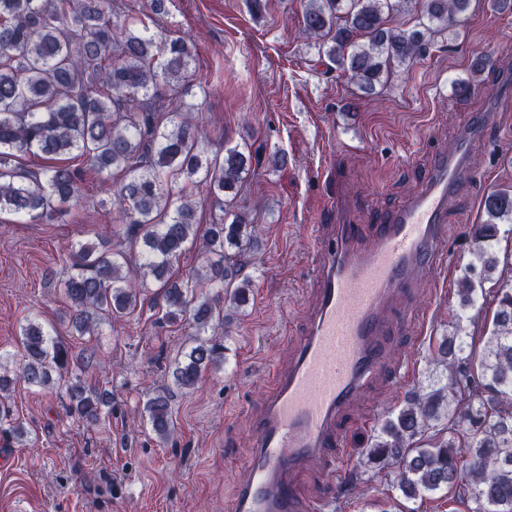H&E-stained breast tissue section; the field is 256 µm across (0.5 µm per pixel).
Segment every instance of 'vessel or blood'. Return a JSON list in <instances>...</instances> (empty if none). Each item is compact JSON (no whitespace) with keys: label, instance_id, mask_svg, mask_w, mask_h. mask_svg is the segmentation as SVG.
I'll use <instances>...</instances> for the list:
<instances>
[{"label":"vessel or blood","instance_id":"b4317fda","mask_svg":"<svg viewBox=\"0 0 512 512\" xmlns=\"http://www.w3.org/2000/svg\"><path fill=\"white\" fill-rule=\"evenodd\" d=\"M488 115L463 126L416 192L374 221L371 242L356 232L350 198L330 200L335 222L317 246V294L311 321L287 368L250 421L254 450L235 512H331L343 411L378 376L387 357L384 339L394 309L406 307L415 277L442 265L448 239V201L471 174L473 147ZM323 466L329 494L309 499L298 481L311 463Z\"/></svg>","mask_w":512,"mask_h":512}]
</instances>
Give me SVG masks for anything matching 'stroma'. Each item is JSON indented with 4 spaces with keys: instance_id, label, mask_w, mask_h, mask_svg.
<instances>
[{
    "instance_id": "1",
    "label": "stroma",
    "mask_w": 512,
    "mask_h": 512,
    "mask_svg": "<svg viewBox=\"0 0 512 512\" xmlns=\"http://www.w3.org/2000/svg\"><path fill=\"white\" fill-rule=\"evenodd\" d=\"M249 0H172L157 27L184 35L196 46L190 70L194 90L182 95L196 107L215 151L247 142L255 160L239 194L251 223L260 225L259 260L251 269L249 301L228 328L226 360L192 388L174 383L175 358L188 348V322H157L152 299L94 335L69 325L60 283L76 272L70 246L106 237L126 249L115 213L71 208L59 222L23 223L0 216V353L10 355L17 382L8 404L27 433L0 429V512H232L254 440L248 420L272 385L274 372L292 357L293 334L309 321L316 297L317 238L334 218L333 186L349 191L362 234L371 210H389L408 199L435 158L477 113L494 121L474 147L473 175L449 207L446 268L422 281L412 304L425 324L392 331L391 361L411 359L414 376L398 385L374 381L348 407L352 420L372 415L373 427L353 426L348 448L336 460L358 481L342 493L335 512H473L474 502L438 492L408 501L397 490L399 469L371 467L367 450L388 413L424 390L441 371L431 355L461 311L457 283L470 260L467 227L484 220L483 200L512 187V111L496 110L493 89L512 72V11L497 0H473L457 36L428 56L397 68L391 81L367 96L298 38L301 0H265L260 18ZM490 56L494 70L472 75L471 65ZM474 88L455 91L460 81ZM286 158L283 167L273 154ZM331 171L332 181L322 174ZM39 322L69 348L64 381L41 390L21 382V325ZM89 371H82V364ZM82 380L108 391L112 413L91 424L69 410L67 384ZM170 397L174 432L151 430L147 400Z\"/></svg>"
}]
</instances>
